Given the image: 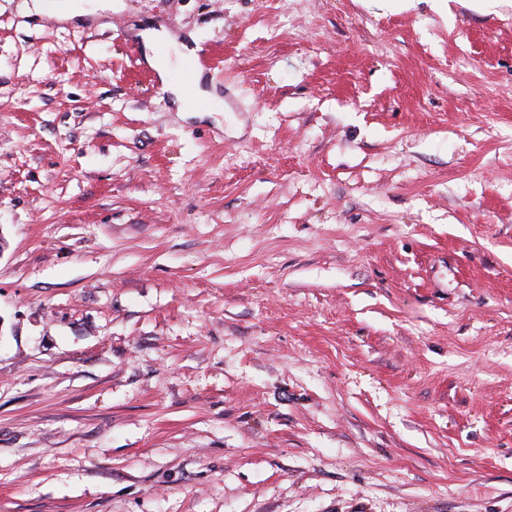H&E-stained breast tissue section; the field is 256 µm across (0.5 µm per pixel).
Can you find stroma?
Returning <instances> with one entry per match:
<instances>
[{
  "label": "stroma",
  "mask_w": 512,
  "mask_h": 512,
  "mask_svg": "<svg viewBox=\"0 0 512 512\" xmlns=\"http://www.w3.org/2000/svg\"><path fill=\"white\" fill-rule=\"evenodd\" d=\"M21 3L0 512H512V0ZM24 15L35 17L55 18L59 21H69L76 18L98 15L99 12L111 11L112 0H93L86 8L73 9L66 2L58 0H23ZM31 1V2H28ZM140 35L147 49L146 61L148 65L157 72L165 84L171 72L179 65L181 59L194 53L192 48L183 44L180 48L176 49V57L172 59L170 53L163 55L158 51V45L161 42H165L164 33L157 30H145ZM200 69H212V57L209 50L202 49L196 57L185 58L180 69L173 74V78L179 81L185 90L188 102L194 106L202 105V101L195 95L196 90H198L199 95H205V91H201L198 87L199 75L196 78Z\"/></svg>",
  "instance_id": "stroma-1"
}]
</instances>
